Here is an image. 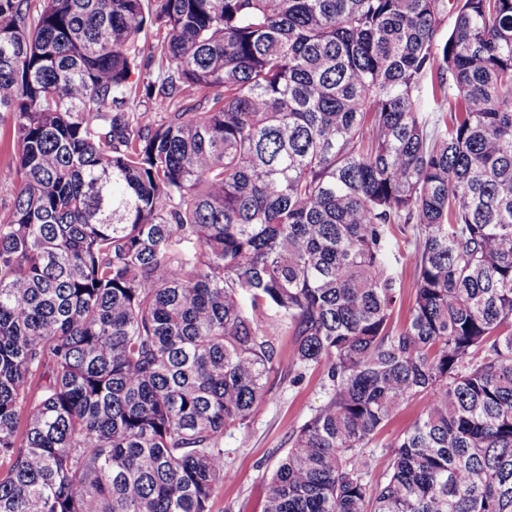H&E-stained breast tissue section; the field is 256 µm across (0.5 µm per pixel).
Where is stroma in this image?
<instances>
[{
  "mask_svg": "<svg viewBox=\"0 0 512 512\" xmlns=\"http://www.w3.org/2000/svg\"><path fill=\"white\" fill-rule=\"evenodd\" d=\"M9 122H0V214L13 205L16 174ZM269 392L246 429L224 437V466L230 477L215 494L211 512H262L264 486L289 448L293 430L302 425L327 400L322 367L299 370L293 358V339H278V360L268 382ZM411 402L395 416L369 451L372 478L383 474L389 461L388 444L420 411Z\"/></svg>",
  "mask_w": 512,
  "mask_h": 512,
  "instance_id": "stroma-1",
  "label": "stroma"
}]
</instances>
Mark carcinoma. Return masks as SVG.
<instances>
[{
	"label": "carcinoma",
	"mask_w": 512,
	"mask_h": 512,
	"mask_svg": "<svg viewBox=\"0 0 512 512\" xmlns=\"http://www.w3.org/2000/svg\"><path fill=\"white\" fill-rule=\"evenodd\" d=\"M6 116L0 512H210L288 334L263 512H512V0H0ZM13 146L10 122H0V214H7L13 205L16 191V174L12 162ZM398 272L402 280L403 297L401 306L396 310L394 320L402 323L409 316V309L414 297V271L410 258H407L398 265ZM421 402H411L403 411L395 416L387 427L379 434L375 440L374 448H367L372 459V473L371 477L377 479L381 477L387 467L389 461V454L391 448H384L389 442L394 440L396 436L403 431L410 422L419 413Z\"/></svg>",
	"instance_id": "obj_1"
}]
</instances>
